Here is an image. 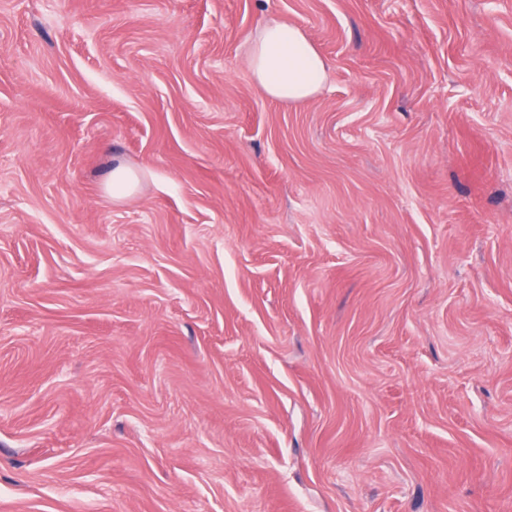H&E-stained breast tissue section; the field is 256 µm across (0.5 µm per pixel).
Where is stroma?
Wrapping results in <instances>:
<instances>
[{
  "label": "stroma",
  "instance_id": "1",
  "mask_svg": "<svg viewBox=\"0 0 512 512\" xmlns=\"http://www.w3.org/2000/svg\"><path fill=\"white\" fill-rule=\"evenodd\" d=\"M0 512H512V0H0ZM255 81L272 100L301 102L314 96L325 64L303 31L285 23H264L249 50ZM138 183L137 175L122 165L112 169V196L121 197L131 193Z\"/></svg>",
  "mask_w": 512,
  "mask_h": 512
}]
</instances>
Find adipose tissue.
I'll return each mask as SVG.
<instances>
[{
    "label": "adipose tissue",
    "instance_id": "ef3b65f1",
    "mask_svg": "<svg viewBox=\"0 0 512 512\" xmlns=\"http://www.w3.org/2000/svg\"><path fill=\"white\" fill-rule=\"evenodd\" d=\"M248 63L265 94L279 102L311 98L325 78V64L303 31L285 23L259 27Z\"/></svg>",
    "mask_w": 512,
    "mask_h": 512
}]
</instances>
